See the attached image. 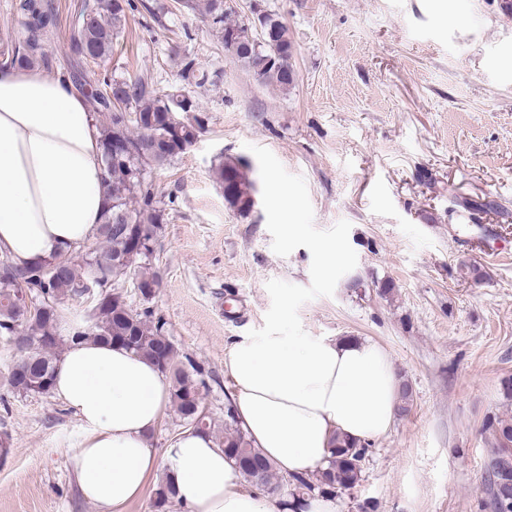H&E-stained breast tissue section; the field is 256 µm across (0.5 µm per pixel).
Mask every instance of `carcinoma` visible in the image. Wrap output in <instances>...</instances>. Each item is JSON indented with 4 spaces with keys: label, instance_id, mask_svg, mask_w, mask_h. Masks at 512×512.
<instances>
[{
    "label": "carcinoma",
    "instance_id": "carcinoma-1",
    "mask_svg": "<svg viewBox=\"0 0 512 512\" xmlns=\"http://www.w3.org/2000/svg\"><path fill=\"white\" fill-rule=\"evenodd\" d=\"M179 8L201 17L215 31L220 48L226 35L243 30V24L228 18L224 0H177ZM150 10L147 5L140 6ZM134 0L85 2L73 18L69 39L70 56L85 62L105 63L112 47L126 30L129 14L140 8ZM14 9L21 16V31L0 39V68L54 67L45 51L46 39L56 26L52 4L46 0H18ZM273 27L275 42L234 60L265 85L283 91L295 83L291 63L293 42L287 26L275 15L266 14L265 27ZM183 85L160 92L142 78H117L94 71L68 74L74 86L89 100L93 112L104 115L101 123L106 180L107 209L95 234L98 242L81 260L60 253L29 267H20L0 254V337L13 342L19 361L8 371L7 383L21 395L52 393L57 364L72 344L104 341L120 344L152 361L169 380L173 405L180 418L199 431L212 433V418L201 406L200 388L206 386L202 370L185 366L184 355L170 340L166 322L149 308L138 312L126 293L112 289L121 270L119 261L129 262L135 294L150 303L162 279L152 263L154 253H132L128 241L143 236L159 241L164 232L166 203L158 197L148 171L161 169L186 153L205 131L207 115L200 107L195 89L214 84V78L190 56L180 57ZM133 148L131 158H112V140ZM216 182L224 187L228 208L242 216L252 212L256 181L252 165L228 157L213 169ZM29 295L35 304L22 299ZM92 304V323H71L66 310L72 302ZM495 445L485 466L490 512H512V422L495 420L487 425ZM224 455L242 478L267 487L275 478L274 466L252 444L240 426L232 398L224 405ZM369 444L350 442L336 436L327 465L307 476L292 479L291 499L282 502L287 512H302V501L335 497L356 487L362 477ZM176 498L170 478L156 486L154 507L164 508Z\"/></svg>",
    "mask_w": 512,
    "mask_h": 512
}]
</instances>
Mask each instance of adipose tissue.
<instances>
[{
	"label": "adipose tissue",
	"mask_w": 512,
	"mask_h": 512,
	"mask_svg": "<svg viewBox=\"0 0 512 512\" xmlns=\"http://www.w3.org/2000/svg\"><path fill=\"white\" fill-rule=\"evenodd\" d=\"M101 129L86 96L40 68L0 70V252L24 266L93 238L107 199ZM236 416L282 474L325 465L335 436L370 442L390 429L401 381L386 351L358 339L272 330L224 356ZM53 391L81 423L69 456L80 495L123 512L166 469L183 512H281L279 498L243 489L211 437L183 431L164 457L149 437L169 403L151 361L106 342L69 347Z\"/></svg>",
	"instance_id": "obj_1"
}]
</instances>
